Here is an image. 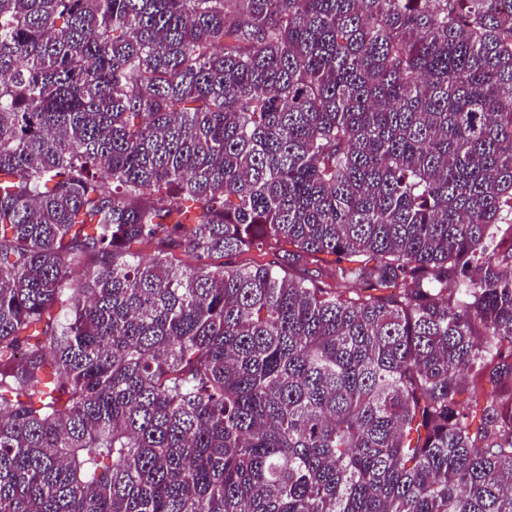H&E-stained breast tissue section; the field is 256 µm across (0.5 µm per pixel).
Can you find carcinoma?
<instances>
[{"mask_svg":"<svg viewBox=\"0 0 512 512\" xmlns=\"http://www.w3.org/2000/svg\"><path fill=\"white\" fill-rule=\"evenodd\" d=\"M0 512H512V0H0Z\"/></svg>","mask_w":512,"mask_h":512,"instance_id":"cac0c4a2","label":"carcinoma"}]
</instances>
